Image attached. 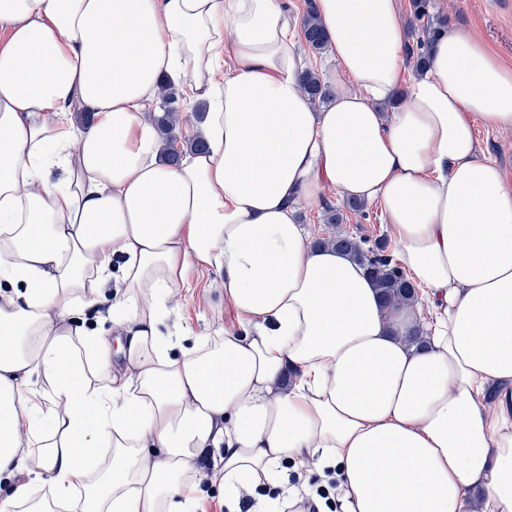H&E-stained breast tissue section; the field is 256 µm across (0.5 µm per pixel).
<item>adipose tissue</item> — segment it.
<instances>
[{"instance_id": "obj_1", "label": "adipose tissue", "mask_w": 512, "mask_h": 512, "mask_svg": "<svg viewBox=\"0 0 512 512\" xmlns=\"http://www.w3.org/2000/svg\"><path fill=\"white\" fill-rule=\"evenodd\" d=\"M315 4L350 81L321 112L282 0H0V512H196L213 448L227 512L315 476L339 512H512V180L472 127L512 129V69L451 26L405 84L399 0ZM165 78L207 105L178 164ZM328 184L380 205L424 308L312 247ZM196 267L236 324L178 347ZM113 279L115 342L64 327Z\"/></svg>"}]
</instances>
